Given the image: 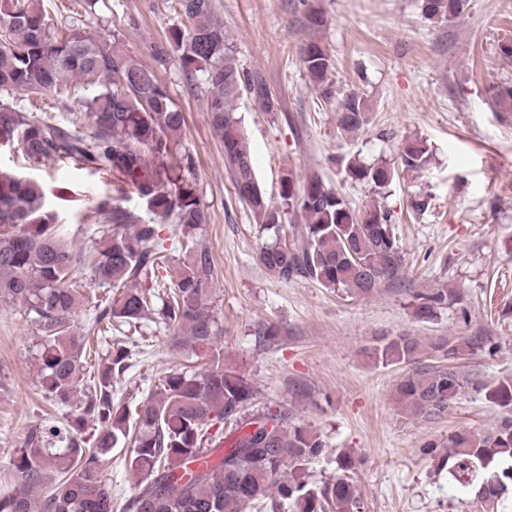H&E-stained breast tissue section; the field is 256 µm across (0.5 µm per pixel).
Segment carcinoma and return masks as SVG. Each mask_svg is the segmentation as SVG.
<instances>
[{
	"label": "carcinoma",
	"instance_id": "obj_1",
	"mask_svg": "<svg viewBox=\"0 0 512 512\" xmlns=\"http://www.w3.org/2000/svg\"><path fill=\"white\" fill-rule=\"evenodd\" d=\"M467 0H424L425 13L452 20ZM307 27L325 23L313 4H305ZM174 11L188 24L168 29L166 41L154 46L155 65L141 63L112 41L72 23L60 31L40 0H0V137L5 146L34 162L67 161L78 170L112 178L116 195L98 203L95 214L103 236L90 263L95 280L112 285V300H92L72 277L81 258L59 238L56 218L45 210L37 182L0 171V298L20 302L40 336L37 357L41 388L62 406L71 404L85 376L84 343L73 329L78 305H91L93 324L108 333L113 323L130 327L154 314L171 331L170 345L191 346L211 356L200 372L170 370L158 379L149 400L130 421L115 397L113 379L130 367V352H109L107 365L88 386L85 399L49 425L32 428L24 447L11 459L14 488L0 495V512H113L112 485L102 476V461L134 436L127 466L138 478L139 492L129 512H251L258 503L266 512H362L351 475L355 461L348 452L336 457V474L310 481L309 467L326 448L317 432L291 424L271 408L250 412L257 390L240 370L224 365L215 349L221 328L210 305L215 275L211 248L199 234L208 212L197 193L194 157L183 145L184 115L159 68L174 57L182 73L195 81L212 129L224 145L237 197L274 243L259 253L261 264L280 280L308 277L352 298H368L384 282L404 275L403 254L393 213L381 206L355 212L344 195L316 173L296 188L293 174L281 184V204L268 203L255 173L253 152L234 103L241 94L264 112L274 110L273 93L258 71L238 67L214 0H175ZM300 63L312 86L328 99L334 92L335 62L320 39L299 49ZM98 88L76 99L66 122L32 119L20 110L14 94L69 98L73 82ZM496 112H512V86L492 95ZM365 98L348 94L336 113L338 128L355 133L370 122ZM431 161L422 140H408L401 164L421 172ZM346 177L382 189L394 178L384 164L364 165L351 158ZM129 193L139 208L120 201ZM304 223L283 235V218ZM174 224L185 242L184 259L166 282L158 279L166 250L159 226ZM458 300L453 288L421 295L415 315L432 317ZM487 340L438 339L424 346L412 336L379 339L372 357L384 366L416 364L426 351L444 363L415 368L396 387L408 415L433 421L471 380L455 360L481 348ZM488 401L511 411L488 432L466 429L448 434V444L430 440L422 453L438 460L450 481L471 488L488 508L512 494V378L483 386ZM94 433L83 436L86 422ZM274 423L268 434L251 435L253 424ZM48 494L37 497L43 488Z\"/></svg>",
	"mask_w": 512,
	"mask_h": 512
}]
</instances>
